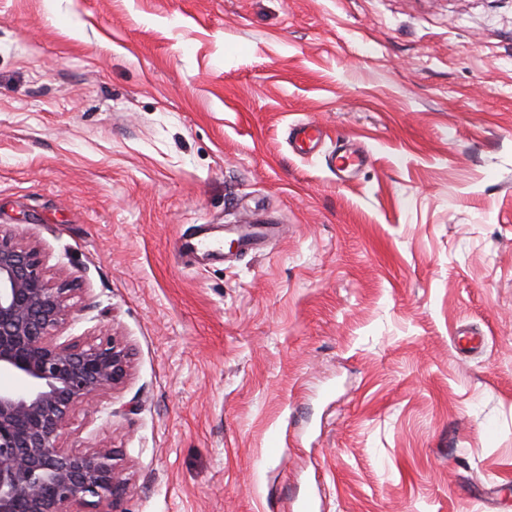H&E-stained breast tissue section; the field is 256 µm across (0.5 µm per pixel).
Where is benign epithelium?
<instances>
[{
    "mask_svg": "<svg viewBox=\"0 0 512 512\" xmlns=\"http://www.w3.org/2000/svg\"><path fill=\"white\" fill-rule=\"evenodd\" d=\"M80 312L38 249L0 232V375L14 380L0 384V512H118L127 494L117 450L59 446L73 407L124 383L131 364L113 337L58 340Z\"/></svg>",
    "mask_w": 512,
    "mask_h": 512,
    "instance_id": "7a95c632",
    "label": "benign epithelium"
}]
</instances>
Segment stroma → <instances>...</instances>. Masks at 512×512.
<instances>
[{"label":"stroma","mask_w":512,"mask_h":512,"mask_svg":"<svg viewBox=\"0 0 512 512\" xmlns=\"http://www.w3.org/2000/svg\"><path fill=\"white\" fill-rule=\"evenodd\" d=\"M0 230L132 353L122 512H512V0H0ZM323 134V129L315 122L300 123L293 129L292 140L300 150L310 151L320 143Z\"/></svg>","instance_id":"stroma-1"}]
</instances>
